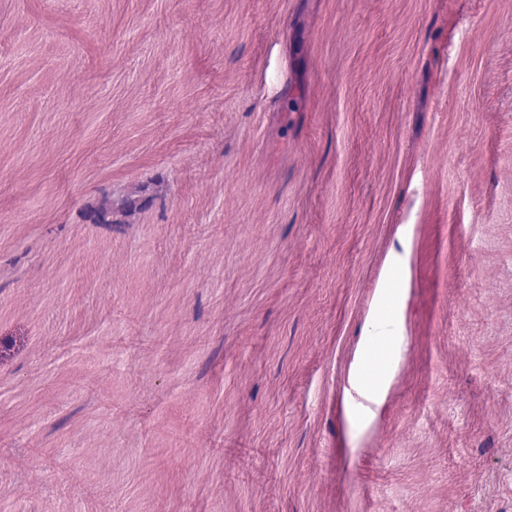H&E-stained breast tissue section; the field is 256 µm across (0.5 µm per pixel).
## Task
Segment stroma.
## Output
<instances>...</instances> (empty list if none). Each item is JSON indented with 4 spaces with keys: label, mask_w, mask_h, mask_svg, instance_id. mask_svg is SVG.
<instances>
[{
    "label": "stroma",
    "mask_w": 512,
    "mask_h": 512,
    "mask_svg": "<svg viewBox=\"0 0 512 512\" xmlns=\"http://www.w3.org/2000/svg\"><path fill=\"white\" fill-rule=\"evenodd\" d=\"M0 512H512V0H0Z\"/></svg>",
    "instance_id": "stroma-1"
}]
</instances>
